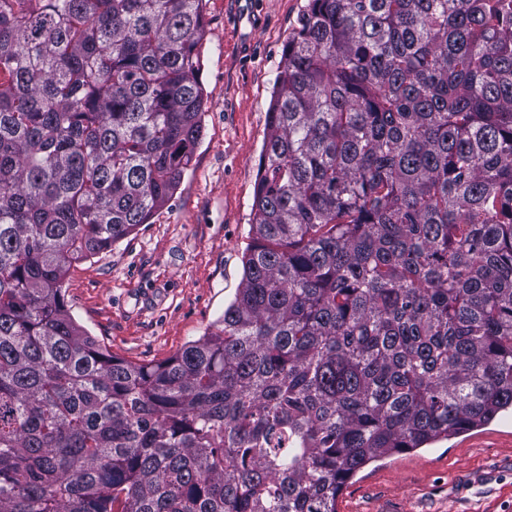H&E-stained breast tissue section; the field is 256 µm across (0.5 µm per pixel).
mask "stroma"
<instances>
[{"instance_id": "stroma-1", "label": "stroma", "mask_w": 512, "mask_h": 512, "mask_svg": "<svg viewBox=\"0 0 512 512\" xmlns=\"http://www.w3.org/2000/svg\"><path fill=\"white\" fill-rule=\"evenodd\" d=\"M307 0H207V97L193 162L168 205L71 267L76 322L113 355L156 363L204 336L242 283L266 114ZM336 512H512V413L363 467Z\"/></svg>"}]
</instances>
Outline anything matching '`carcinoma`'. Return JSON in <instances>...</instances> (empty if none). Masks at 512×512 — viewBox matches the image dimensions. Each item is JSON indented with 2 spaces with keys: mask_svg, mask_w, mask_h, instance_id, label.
<instances>
[{
  "mask_svg": "<svg viewBox=\"0 0 512 512\" xmlns=\"http://www.w3.org/2000/svg\"><path fill=\"white\" fill-rule=\"evenodd\" d=\"M205 0H0V512H336L369 461L512 409V0H308L241 288L156 364L72 265L162 210Z\"/></svg>",
  "mask_w": 512,
  "mask_h": 512,
  "instance_id": "cac0c4a2",
  "label": "carcinoma"
}]
</instances>
